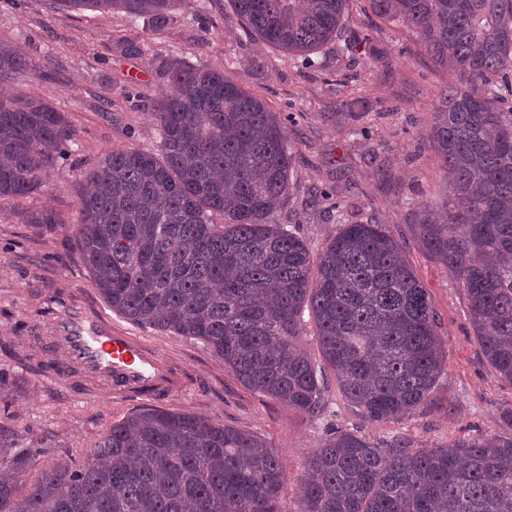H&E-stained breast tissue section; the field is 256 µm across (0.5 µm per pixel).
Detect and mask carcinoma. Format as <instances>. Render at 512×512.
<instances>
[{
    "label": "carcinoma",
    "mask_w": 512,
    "mask_h": 512,
    "mask_svg": "<svg viewBox=\"0 0 512 512\" xmlns=\"http://www.w3.org/2000/svg\"><path fill=\"white\" fill-rule=\"evenodd\" d=\"M121 8L160 31L193 0H59ZM244 29L287 55L340 35L349 0H231ZM415 30L453 71L430 141L452 200L446 223L414 225L419 246L462 288L475 336L512 384V0H369ZM32 74L0 39V84ZM153 105L162 155L119 150L89 165L76 245L113 311L204 343L251 390L313 420L331 412L325 369L373 423L432 404L445 368L431 296L376 214L342 224L312 256L275 214L292 156L275 113L224 71L173 62ZM72 143L62 113L0 95V199L37 191ZM224 223L213 222V215ZM309 310L324 366L299 343ZM34 453L0 427V512H512V436L422 449L333 428L305 462L289 508L274 448L193 413L147 409L112 425L77 465L31 484Z\"/></svg>",
    "instance_id": "1"
}]
</instances>
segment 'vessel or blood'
<instances>
[{
	"label": "vessel or blood",
	"instance_id": "b4317fda",
	"mask_svg": "<svg viewBox=\"0 0 512 512\" xmlns=\"http://www.w3.org/2000/svg\"><path fill=\"white\" fill-rule=\"evenodd\" d=\"M57 329L69 363L89 374L146 397L171 391L175 386L154 355L132 337L113 330L111 323L86 302L69 303L57 321Z\"/></svg>",
	"mask_w": 512,
	"mask_h": 512
}]
</instances>
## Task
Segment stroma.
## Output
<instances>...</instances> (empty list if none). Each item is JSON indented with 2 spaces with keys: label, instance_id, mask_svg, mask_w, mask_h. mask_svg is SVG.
<instances>
[{
  "label": "stroma",
  "instance_id": "35a3bbf8",
  "mask_svg": "<svg viewBox=\"0 0 512 512\" xmlns=\"http://www.w3.org/2000/svg\"><path fill=\"white\" fill-rule=\"evenodd\" d=\"M344 27L343 39L322 47L308 65L245 35L230 0H201L176 11L159 32L150 19L133 20L118 9L0 0V37L38 67L18 93L62 112L77 144L42 188L0 200V425L12 430L17 447L38 451L26 482L63 455L83 461L113 423L154 403L98 377L54 379L27 363L26 354L38 347L48 349L51 361L65 359L55 341L56 312L62 299L76 295L181 379L179 390L154 403L159 408L257 434L273 447L288 473L285 504L295 499L307 455L326 437L325 422L254 393L202 343L113 312L78 257L75 229L86 165L115 150L159 151L151 106L171 89L165 70L173 61L224 70L286 118L293 190L278 223L295 226L316 252L335 236L339 218L359 221L376 213L432 298L447 353L434 406L399 423L375 424L333 383L336 426L373 440L406 435L425 448L480 432L512 436L501 418L512 408V384L483 356L461 288L446 266L426 255L412 230L426 206L446 198L428 134L441 91L454 78L423 54L413 31L373 15L369 0H350ZM361 33L385 52V68H373L363 48L347 46ZM345 102L351 117L333 119ZM326 187L335 189L343 212L310 202L312 190Z\"/></svg>",
  "mask_w": 512,
  "mask_h": 512
}]
</instances>
